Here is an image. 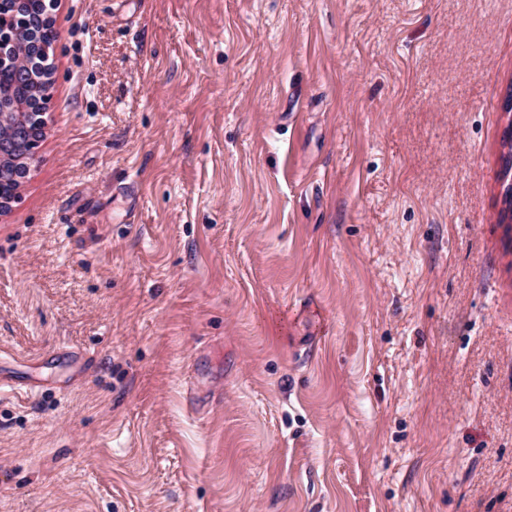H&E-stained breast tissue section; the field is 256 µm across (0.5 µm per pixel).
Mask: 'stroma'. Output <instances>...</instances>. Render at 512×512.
Masks as SVG:
<instances>
[{"mask_svg":"<svg viewBox=\"0 0 512 512\" xmlns=\"http://www.w3.org/2000/svg\"><path fill=\"white\" fill-rule=\"evenodd\" d=\"M53 19L0 512H512V0Z\"/></svg>","mask_w":512,"mask_h":512,"instance_id":"obj_1","label":"stroma"}]
</instances>
